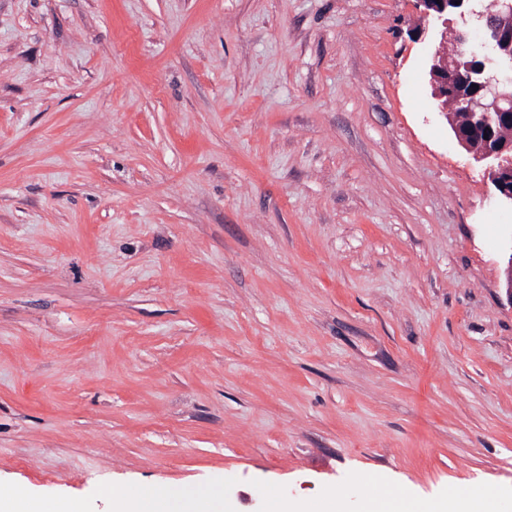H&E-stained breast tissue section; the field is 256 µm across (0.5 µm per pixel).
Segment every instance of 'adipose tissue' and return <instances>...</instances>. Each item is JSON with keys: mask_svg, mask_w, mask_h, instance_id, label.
<instances>
[{"mask_svg": "<svg viewBox=\"0 0 512 512\" xmlns=\"http://www.w3.org/2000/svg\"><path fill=\"white\" fill-rule=\"evenodd\" d=\"M372 492L360 499V512H499L495 502L482 497L452 500L448 510L412 499L382 486L372 475L365 476ZM105 498L116 499L121 512H224L219 491H176L168 487H146L118 495L105 490Z\"/></svg>", "mask_w": 512, "mask_h": 512, "instance_id": "ef3b65f1", "label": "adipose tissue"}]
</instances>
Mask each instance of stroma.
Wrapping results in <instances>:
<instances>
[{"label":"stroma","mask_w":512,"mask_h":512,"mask_svg":"<svg viewBox=\"0 0 512 512\" xmlns=\"http://www.w3.org/2000/svg\"><path fill=\"white\" fill-rule=\"evenodd\" d=\"M416 20L0 0V491L512 508V209ZM362 481L373 485L371 494L360 498V512H498L499 506L492 501L475 496L473 499H449L451 506L429 505L412 499L405 493H398L382 486L373 475L364 474ZM357 484L358 492L364 493L367 486ZM442 509V510H441Z\"/></svg>","instance_id":"obj_1"}]
</instances>
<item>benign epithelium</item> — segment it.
I'll return each mask as SVG.
<instances>
[{
	"instance_id": "benign-epithelium-1",
	"label": "benign epithelium",
	"mask_w": 512,
	"mask_h": 512,
	"mask_svg": "<svg viewBox=\"0 0 512 512\" xmlns=\"http://www.w3.org/2000/svg\"><path fill=\"white\" fill-rule=\"evenodd\" d=\"M423 24L419 39L433 46L445 37L448 18H465L475 13L471 0H416ZM487 18L481 27L486 42L494 50V58H480L469 51V37L457 31L456 40L448 54L437 56L429 68L431 96L438 111L447 114L443 100L448 98L445 73L460 71L464 85L463 101L466 112L476 119L475 131L481 139L463 134L450 123L457 144L481 166L497 191V201L512 207V140L497 135L498 125H512V0H492L489 9L479 14ZM488 138H482V135Z\"/></svg>"
}]
</instances>
